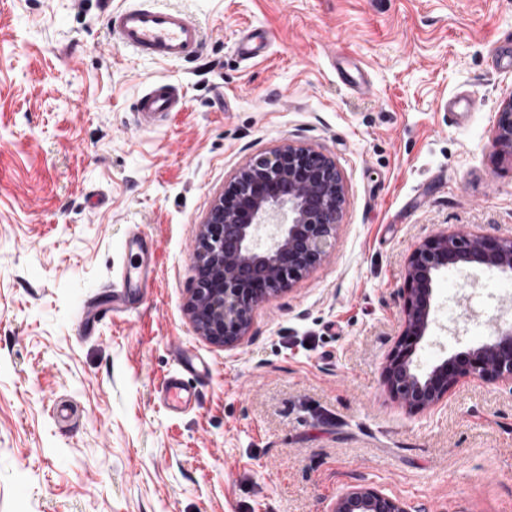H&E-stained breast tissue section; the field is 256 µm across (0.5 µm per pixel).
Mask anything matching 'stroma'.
Listing matches in <instances>:
<instances>
[{"label": "stroma", "instance_id": "obj_1", "mask_svg": "<svg viewBox=\"0 0 512 512\" xmlns=\"http://www.w3.org/2000/svg\"><path fill=\"white\" fill-rule=\"evenodd\" d=\"M128 2L0 0V512H329L357 484L411 512H512V392L464 381L411 413L382 371L415 246L512 236V159L492 146L512 0H157L201 25L190 64L116 47L106 14ZM247 29L266 43L250 61ZM156 80L185 106L136 130ZM459 92L478 109L453 124L436 102ZM288 142L342 175L330 255L253 310L241 345L212 344L188 310L194 235ZM132 224L154 240L146 301L78 331L137 262ZM436 295L424 369L488 339L512 277L462 266ZM182 346L205 368L199 402L169 413L158 389Z\"/></svg>", "mask_w": 512, "mask_h": 512}]
</instances>
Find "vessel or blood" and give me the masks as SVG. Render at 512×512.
Returning <instances> with one entry per match:
<instances>
[{
	"label": "vessel or blood",
	"mask_w": 512,
	"mask_h": 512,
	"mask_svg": "<svg viewBox=\"0 0 512 512\" xmlns=\"http://www.w3.org/2000/svg\"><path fill=\"white\" fill-rule=\"evenodd\" d=\"M108 26L115 44L156 62H183L195 58L202 45V31L191 14L154 6L153 0H130L112 12ZM183 101L178 89L169 83L151 82L135 105V126L149 129L181 111ZM155 268L145 264L119 267L112 284V313H126V290L137 285L148 290ZM162 403L172 410H182L196 400V394L184 376L167 378L160 388Z\"/></svg>",
	"instance_id": "1"
}]
</instances>
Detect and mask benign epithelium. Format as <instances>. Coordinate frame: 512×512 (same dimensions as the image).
Masks as SVG:
<instances>
[{"label":"benign epithelium","instance_id":"benign-epithelium-1","mask_svg":"<svg viewBox=\"0 0 512 512\" xmlns=\"http://www.w3.org/2000/svg\"><path fill=\"white\" fill-rule=\"evenodd\" d=\"M495 153L512 156V99L498 112ZM344 185L334 161L286 144L242 167L215 201L193 241L196 288L189 300L195 326L226 347L246 336L253 309L301 279L329 255ZM470 264L512 274V238L439 231L412 251L400 298L404 329L383 366L385 383L410 412L439 406L459 382L512 390V320L492 319L493 336L427 370L413 356L434 321L435 284L453 266ZM331 512H410L374 487L340 495Z\"/></svg>","mask_w":512,"mask_h":512}]
</instances>
